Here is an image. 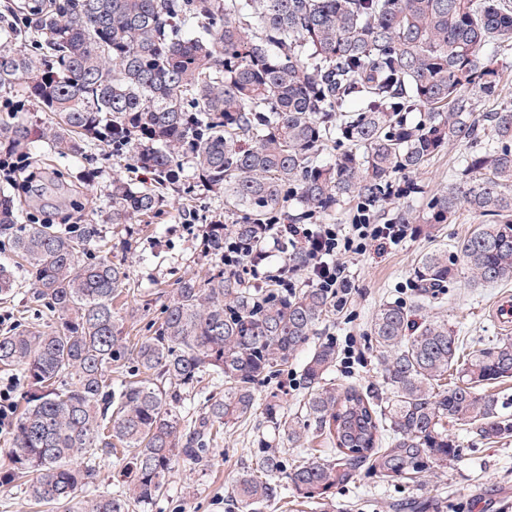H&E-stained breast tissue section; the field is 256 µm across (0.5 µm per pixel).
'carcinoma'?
I'll return each instance as SVG.
<instances>
[{
    "mask_svg": "<svg viewBox=\"0 0 512 512\" xmlns=\"http://www.w3.org/2000/svg\"><path fill=\"white\" fill-rule=\"evenodd\" d=\"M32 21L0 25V95L16 93L56 115L35 134L0 125V149L40 137L76 154L102 132L151 182L112 183V223L148 217L155 185L180 180L191 158L199 183L224 191L244 212L219 224L210 247L229 235L263 249L259 227L295 203L301 222L346 202L376 203L397 177L456 143L463 165L422 212L447 224L462 207L482 218L454 254L429 251L414 269L436 300L465 277L474 287L512 281V102L480 112L498 93L496 56L512 50V0H48ZM25 37L37 54L16 48ZM418 115L413 121L410 115ZM32 281L34 298L58 314L37 335H0V365L25 381L10 458L0 487L27 477L26 491L61 512H130L163 495L182 460L197 461L224 426L255 412V388L288 367L333 308L316 288L283 294L273 283L247 288L221 272L175 289L157 327L133 343L114 300L131 291L126 271L84 259L94 224L70 235L20 224L0 193V228ZM22 285L0 263V294ZM410 309L378 307L371 335L388 393L325 382L336 346H316L302 370L304 406L329 448L289 465L269 447L235 482L229 507L261 512L291 490L325 501L362 467L383 478L421 482L427 465L459 456L453 422L487 441L512 437V413L486 385L512 379V338L464 352L436 318L409 332ZM127 373L112 383V373ZM221 388L201 411L184 414L203 381ZM268 422L289 444L301 420L275 403ZM121 454L117 490L82 495L93 462Z\"/></svg>",
    "mask_w": 512,
    "mask_h": 512,
    "instance_id": "cac0c4a2",
    "label": "carcinoma"
}]
</instances>
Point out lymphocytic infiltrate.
<instances>
[{"label": "lymphocytic infiltrate", "instance_id": "f902f5d3", "mask_svg": "<svg viewBox=\"0 0 512 512\" xmlns=\"http://www.w3.org/2000/svg\"><path fill=\"white\" fill-rule=\"evenodd\" d=\"M265 251L246 252L232 238L224 240V269L230 273H245L254 279L256 287L272 280L286 293H293L298 278H305L308 287L316 288L334 299L337 308H344L352 293L353 282L346 260L364 255L368 250L396 247L415 228L407 224H376L371 220L369 205H359L349 229L335 224H271L267 230ZM299 252L306 256L303 272L280 266L271 278L259 274V268L271 253Z\"/></svg>", "mask_w": 512, "mask_h": 512}]
</instances>
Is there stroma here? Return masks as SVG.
<instances>
[{"instance_id": "35a3bbf8", "label": "stroma", "mask_w": 512, "mask_h": 512, "mask_svg": "<svg viewBox=\"0 0 512 512\" xmlns=\"http://www.w3.org/2000/svg\"><path fill=\"white\" fill-rule=\"evenodd\" d=\"M462 154V147L448 145L410 174L413 192L377 203L376 223L419 225V213L447 188ZM27 156L28 165L40 170L36 193L18 191L2 175L0 190L12 196L19 223L98 226L100 236L88 246L87 257H105L126 268L133 292L117 298L113 307L130 340L152 333L174 288L189 280L203 281L223 268V255L202 254L184 219L193 217L198 225L234 224L242 214L225 209L223 194L199 187L192 165H184L178 185L162 190L155 214L114 224L110 221L113 181L138 185L145 178L142 170L130 168L111 146L93 137L74 155L46 151L40 141ZM476 222L463 209L452 223L419 225V233L399 247L349 261L353 292L344 309L329 313L286 371L257 386L256 412L250 419L225 426L203 461H183L176 466L164 496L149 512H224L225 495L236 477L251 467L254 453L266 444L287 448V441L266 421V405L274 400L282 410L304 416L302 368L312 345H336L338 360L326 377L328 383L339 388L355 383L375 395H385L380 352L369 332L372 313L382 303L412 306L417 323L426 317L447 320L469 347H488L504 338V329L492 320L490 311L500 297L512 293V282L473 288L461 281L450 285L443 298L422 303L416 297L413 271L419 256L437 246L455 249ZM55 322L46 307L33 302L30 285L0 299L2 333L25 326L36 334ZM448 437L458 444L459 456L447 467L431 468L423 483L387 480L362 469L353 482L337 486L329 509L286 496L272 503L267 512H512V437L490 442L454 424L448 427Z\"/></svg>"}]
</instances>
